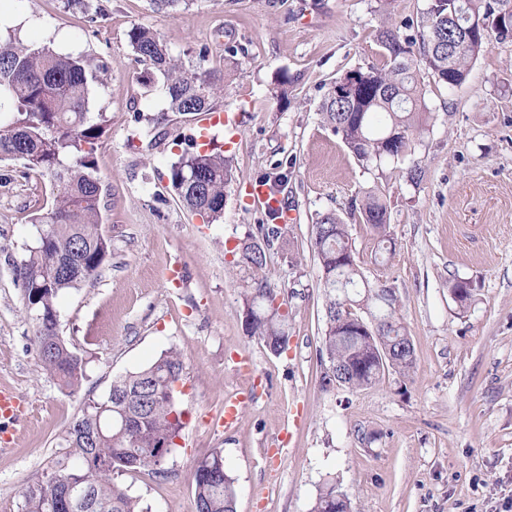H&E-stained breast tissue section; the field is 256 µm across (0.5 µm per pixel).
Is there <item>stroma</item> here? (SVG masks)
Returning <instances> with one entry per match:
<instances>
[{
  "label": "stroma",
  "mask_w": 512,
  "mask_h": 512,
  "mask_svg": "<svg viewBox=\"0 0 512 512\" xmlns=\"http://www.w3.org/2000/svg\"><path fill=\"white\" fill-rule=\"evenodd\" d=\"M89 2L84 13L66 0H0V10L28 19L24 44L82 56L96 70L89 107L104 118L95 175L111 241L96 279L59 298V334L88 362L82 390L69 394L38 366L17 271L53 187L0 161V387L30 409L10 453L0 454V512H18L23 488L61 454L86 399L172 347L186 366L179 448L166 475L117 478L152 512H195L193 470L215 450L235 480L236 512H310L329 482L354 512H504L512 499V41H491L461 86L422 73L425 118L411 155L367 168L325 126L322 99L346 72L381 65L383 23L419 20L427 0ZM136 25L156 31L183 64L222 79L211 107L234 111L236 128L203 140L196 114L169 111L161 76L146 79L132 52ZM205 147L222 150L232 171L224 218L214 223L187 211L170 184L172 164ZM281 173L291 219L266 249V273L286 302L291 344L276 356L243 330L251 273L231 250L265 220L250 186ZM368 190L387 206L395 250L386 260L351 210ZM326 213L347 224L367 280L395 290L415 350L409 377L389 372L365 390L322 391L325 296L311 237ZM455 279L474 289L464 312L448 292ZM241 356L249 368H236ZM232 398L241 416L227 430Z\"/></svg>",
  "instance_id": "obj_1"
}]
</instances>
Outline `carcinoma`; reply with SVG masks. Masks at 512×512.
<instances>
[{
	"instance_id": "1",
	"label": "carcinoma",
	"mask_w": 512,
	"mask_h": 512,
	"mask_svg": "<svg viewBox=\"0 0 512 512\" xmlns=\"http://www.w3.org/2000/svg\"><path fill=\"white\" fill-rule=\"evenodd\" d=\"M508 9L512 0H428L416 24L383 26V64L358 69L360 87L347 98H337L328 88L320 109L323 122L366 167L411 154L420 123L421 70L447 85L466 79L470 63L487 50L490 39L512 40V22L501 16ZM467 15L484 19L486 33L462 39ZM129 40L135 58L162 75L168 111H210L211 99L223 91L216 78L183 66L147 28H132ZM89 84L86 65L78 57L46 45H0V160H19L23 168L49 176L56 191L51 210L33 219L50 238V248L41 250L42 237H37L19 269L25 307L34 322L31 341L41 371L70 394L82 388L88 361L55 341L58 297L95 276L111 252L100 221L101 184L94 158L104 125L89 115ZM230 180L229 165L215 152L195 151L170 170L179 202L212 222L224 217V187ZM352 209L360 210L379 247L392 253L389 216L380 198L368 195ZM280 215V208L268 207L271 224L259 225L258 231L266 238L280 234ZM312 248L326 301L319 349L326 359L322 390L338 386L334 371L345 377L343 387L351 391L375 386L389 369L409 376L416 360L397 316L395 291L363 276L343 219L322 215L314 225ZM237 254L252 271L243 294V310L249 311L244 331L280 355L290 347L288 313L275 304L280 292L265 273V250L251 241L237 247ZM450 289L460 310L474 303L470 282L456 279ZM368 315L378 321L375 333L360 331L359 321ZM184 371L180 352L171 347L152 363L113 380L107 396L88 399L66 432L65 452L23 489L20 512H152L113 475L142 468L165 474V460L157 458L156 449L162 445L170 456L178 448L185 411L177 384ZM63 477L90 487L87 509L64 497ZM192 483L196 512H235V481L222 452L198 462ZM311 512L353 510L349 496L331 485L319 493Z\"/></svg>"
}]
</instances>
